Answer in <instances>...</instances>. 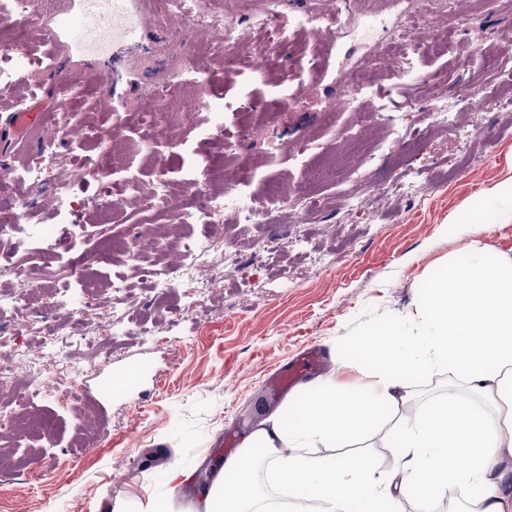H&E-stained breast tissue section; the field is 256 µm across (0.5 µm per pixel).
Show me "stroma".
Wrapping results in <instances>:
<instances>
[{
  "mask_svg": "<svg viewBox=\"0 0 512 512\" xmlns=\"http://www.w3.org/2000/svg\"><path fill=\"white\" fill-rule=\"evenodd\" d=\"M408 22L401 5L359 15L329 50L308 27L295 24L278 38L270 61L248 43L214 53L194 29L183 28L155 68L167 86L162 109L171 115L161 128L143 113L153 90L141 79L147 59H130L111 93L87 76L91 56L82 42L58 31L61 68L37 66L31 73L39 86L34 109L43 122L31 129L25 149H12L0 135V165L67 159L76 148L100 161L95 176L76 186L78 196L113 194L132 173L144 192L162 187L166 203L116 210L107 224L91 208L65 220L49 186L16 180L0 187V205L30 200L39 229L77 236L79 253L61 254L46 273L64 278L77 256L91 284L122 276L139 299L138 314L154 317L156 325L153 335H136L132 317L102 304L94 314L95 342L116 351L82 377V399L68 408L53 392L57 368L42 351L40 334L6 336L9 344L23 341L45 367L33 407L47 419L50 436L25 449L26 470L0 473V512H106L119 499L165 494L172 463L193 476L214 471L225 459L215 448L224 432L244 438L277 412L281 404L271 399L266 381L308 348L319 347L338 363L340 382L366 369L351 352L353 342L405 314L469 243L461 218L474 215L489 225L479 242L491 262L512 257V206L498 198L499 187L512 182V118L497 105L501 87L512 80L493 72L473 49L479 39L501 44L512 15L489 0H468L448 30L447 48L431 55L412 51L397 66L372 69L379 95L362 100L359 109L347 107L338 92L345 75L386 49ZM189 59L205 69L200 91L211 110L187 112L185 91L172 78ZM434 73L443 77L439 94L458 98L459 113L483 132L462 172L456 144L424 116L430 99L423 81ZM65 75L78 80L66 101L59 87ZM464 82L478 84L479 100L461 96ZM406 100L416 108L394 143L383 119ZM116 112L126 127L103 161L100 140L86 131L106 130ZM64 120L81 139L44 138ZM200 166L255 198L265 209L264 223L240 224L228 213L211 224H181L184 208L205 204L184 181ZM360 182L374 190L361 208L349 209L345 195ZM208 237L237 241L242 268L211 270V292L194 303L180 293L157 301L144 277L155 262L166 265L175 288L184 286L178 249L160 252V242ZM279 239L284 245L277 252L251 259L250 243ZM459 388L452 373L436 370L414 382L401 413L424 410ZM0 404L18 413L33 408L20 384L1 393ZM398 414L387 413L358 448L381 475L390 470L386 455L401 452L394 435Z\"/></svg>",
  "mask_w": 512,
  "mask_h": 512,
  "instance_id": "35a3bbf8",
  "label": "stroma"
}]
</instances>
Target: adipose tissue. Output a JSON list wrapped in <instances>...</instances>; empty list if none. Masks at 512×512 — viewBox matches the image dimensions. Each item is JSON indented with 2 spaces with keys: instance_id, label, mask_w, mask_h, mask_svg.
<instances>
[{
  "instance_id": "adipose-tissue-1",
  "label": "adipose tissue",
  "mask_w": 512,
  "mask_h": 512,
  "mask_svg": "<svg viewBox=\"0 0 512 512\" xmlns=\"http://www.w3.org/2000/svg\"><path fill=\"white\" fill-rule=\"evenodd\" d=\"M355 350L369 363L362 377L344 384L330 375L301 390L227 461L234 484L216 476L194 512H289L292 498L315 501L316 512H387L407 496L417 512H431L434 497L452 486L479 487L480 512H512V469L504 465L512 457V406L497 416L481 407L512 399V260L491 264L472 241L412 312L359 338ZM441 366L464 389L401 420V455L387 478L364 455L310 456V449L360 439L382 411L403 408L414 380ZM258 448L284 501L261 496L252 480Z\"/></svg>"
}]
</instances>
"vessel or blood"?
Listing matches in <instances>:
<instances>
[{
	"label": "vessel or blood",
	"instance_id": "vessel-or-blood-1",
	"mask_svg": "<svg viewBox=\"0 0 512 512\" xmlns=\"http://www.w3.org/2000/svg\"><path fill=\"white\" fill-rule=\"evenodd\" d=\"M84 7L74 15L59 17L60 27L73 31L81 42L95 48L107 42L119 44L121 55L107 61H92L89 73L102 85H109L118 76L126 59L140 56L162 55L166 40L160 34L161 26L153 8L154 0H138L136 11H129L127 0H83ZM35 121V114L26 103H18L9 115L6 129L14 143H23L27 131ZM330 362L319 348L312 347L303 359L287 369L279 371L267 381L271 394L287 395L306 371L329 369Z\"/></svg>",
	"mask_w": 512,
	"mask_h": 512
}]
</instances>
